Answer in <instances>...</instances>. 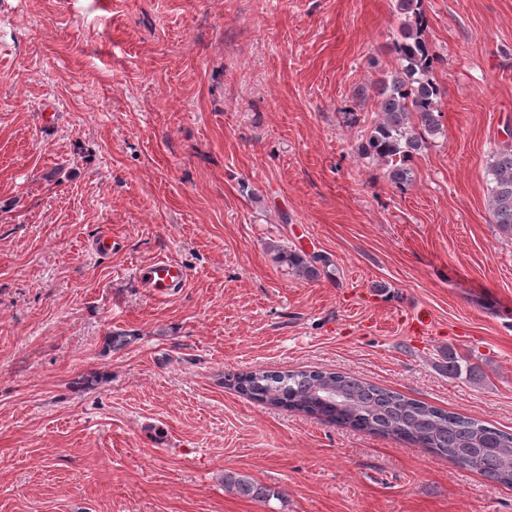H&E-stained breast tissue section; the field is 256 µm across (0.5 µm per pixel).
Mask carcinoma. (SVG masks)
<instances>
[{
  "instance_id": "carcinoma-1",
  "label": "carcinoma",
  "mask_w": 512,
  "mask_h": 512,
  "mask_svg": "<svg viewBox=\"0 0 512 512\" xmlns=\"http://www.w3.org/2000/svg\"><path fill=\"white\" fill-rule=\"evenodd\" d=\"M401 20L392 53L397 65L382 78L357 91L371 97L376 118L364 130L361 155L386 167L388 181L400 189L415 180V159L430 140L442 133L440 101L444 88L433 77L438 57L426 38L422 0H394ZM487 210L499 233L512 239V142L489 156ZM276 260L305 280L334 276L329 258L275 247ZM448 371L474 378L477 366L448 353ZM237 392L276 407L313 414L331 423L381 435H393L440 457L467 466L476 462L490 481L512 485V433L477 419L448 412L353 376L324 370L272 372L257 370L234 375ZM224 488L262 502L280 499V492L239 472H224Z\"/></svg>"
}]
</instances>
